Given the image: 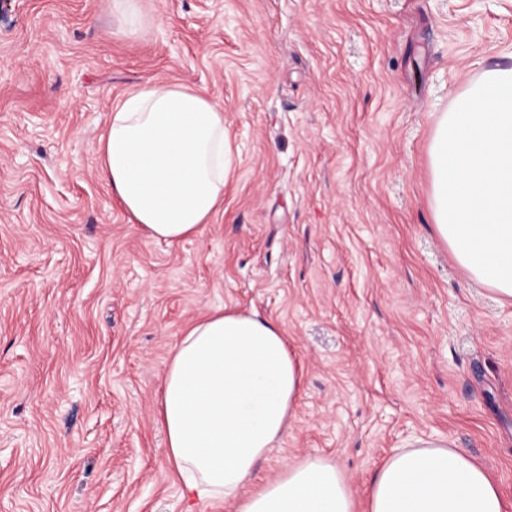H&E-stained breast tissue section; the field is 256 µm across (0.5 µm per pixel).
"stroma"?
I'll return each mask as SVG.
<instances>
[{
	"instance_id": "stroma-1",
	"label": "stroma",
	"mask_w": 512,
	"mask_h": 512,
	"mask_svg": "<svg viewBox=\"0 0 512 512\" xmlns=\"http://www.w3.org/2000/svg\"><path fill=\"white\" fill-rule=\"evenodd\" d=\"M0 0V512H228L182 495L157 403L219 306L304 370L253 484L335 458L356 500L392 449L452 443L512 512V303L437 236L439 113L512 52V0ZM149 79L224 107V210L148 240L102 180L110 107ZM138 0H114L113 12L117 15L121 30L126 34L137 33L143 24V15Z\"/></svg>"
}]
</instances>
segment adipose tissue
I'll list each match as a JSON object with an SVG mask.
<instances>
[{
	"label": "adipose tissue",
	"instance_id": "ef3b65f1",
	"mask_svg": "<svg viewBox=\"0 0 512 512\" xmlns=\"http://www.w3.org/2000/svg\"><path fill=\"white\" fill-rule=\"evenodd\" d=\"M435 230L469 276L512 301V54L441 113L429 146ZM236 165L224 108L150 79L112 106L100 173L154 242L200 233ZM303 380L273 320L220 306L189 326L163 377L158 418L185 494L234 512H506L499 486L447 444L394 449L357 502L336 461L308 456L246 486L283 437Z\"/></svg>",
	"mask_w": 512,
	"mask_h": 512
}]
</instances>
